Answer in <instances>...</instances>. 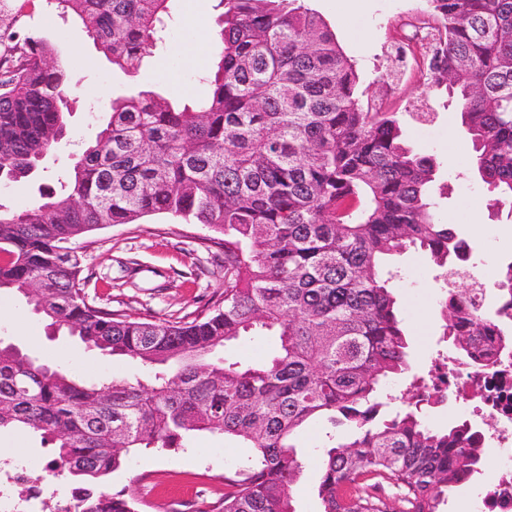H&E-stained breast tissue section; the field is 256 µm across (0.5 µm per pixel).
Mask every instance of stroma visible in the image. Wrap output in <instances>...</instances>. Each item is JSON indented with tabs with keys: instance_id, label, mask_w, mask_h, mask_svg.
<instances>
[{
	"instance_id": "stroma-1",
	"label": "stroma",
	"mask_w": 512,
	"mask_h": 512,
	"mask_svg": "<svg viewBox=\"0 0 512 512\" xmlns=\"http://www.w3.org/2000/svg\"><path fill=\"white\" fill-rule=\"evenodd\" d=\"M418 4L419 0H308L309 8L323 17L354 59L362 89L384 110L398 114L406 144L435 157L437 182L449 187L447 194L436 198V218L453 225L468 241V264L492 279L502 261L512 258V214L490 206V195L471 167V142L453 104L444 96H423L416 76H405L394 91L383 79L391 65L389 45L408 33V14ZM192 7L206 15L209 30H216V0H173L164 43L132 77L113 68L83 26L60 18L50 0H27L30 32L54 45L57 60L74 78L69 92L73 111L67 137L43 158L39 169L0 186L1 206L20 211L34 205L41 193L58 189L57 177L71 166L74 154L94 142L107 125L108 99L145 87L157 88L174 101L205 94L200 77L213 58L188 53L197 39L187 21ZM81 246L90 277L88 291L106 309L172 319L213 305L224 290V252L200 224L153 215L137 224L105 226L82 239ZM389 262L400 270L395 293L409 334L410 363L408 373L387 383L382 393L388 411L394 412L403 408L412 382L428 380L433 364L451 353L452 346L440 334L443 270L411 248ZM0 342L90 379L132 380L146 372L140 362L103 355L67 331L51 330L24 298L9 289L0 290ZM322 437L323 429L317 426L299 440L305 468L293 486L298 512H319L314 486ZM249 454V449L229 447L223 438L198 434L183 448L134 455L124 470L108 477L103 489L114 493L134 486L140 512H222L224 477L239 469Z\"/></svg>"
}]
</instances>
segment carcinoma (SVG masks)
<instances>
[{
  "mask_svg": "<svg viewBox=\"0 0 512 512\" xmlns=\"http://www.w3.org/2000/svg\"><path fill=\"white\" fill-rule=\"evenodd\" d=\"M172 0H55L112 66L134 75L161 39ZM209 94L193 105L151 89L111 101L96 142L59 191L0 206V289L143 378L87 380L0 344V431L34 433L53 478H71L70 512H139L101 490L130 453L222 435L252 453L224 477L222 512H297V436L322 420L341 434L318 452L321 512H382L385 481L405 512H439L485 471L475 430L428 425L420 402L392 418L381 387L409 369L388 258L413 247L448 271L469 246L435 220L437 162L403 141L395 112L360 77L305 0H218ZM426 93L455 100L475 173L512 206V0H424ZM71 83L55 49L29 35L19 0H0V184L30 175L66 134ZM166 214L223 236L224 295L174 320L105 310L90 299L77 241L105 225ZM458 357H494L504 311L442 303ZM276 336L254 363L224 350Z\"/></svg>",
  "mask_w": 512,
  "mask_h": 512,
  "instance_id": "cac0c4a2",
  "label": "carcinoma"
}]
</instances>
